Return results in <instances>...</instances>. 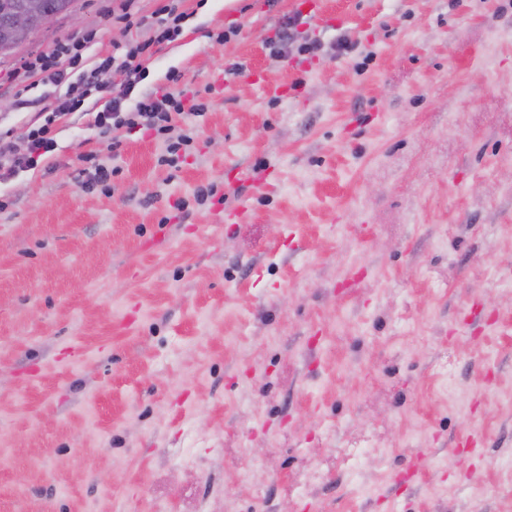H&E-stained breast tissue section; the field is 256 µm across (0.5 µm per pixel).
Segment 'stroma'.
I'll list each match as a JSON object with an SVG mask.
<instances>
[{"label": "stroma", "instance_id": "1", "mask_svg": "<svg viewBox=\"0 0 512 512\" xmlns=\"http://www.w3.org/2000/svg\"><path fill=\"white\" fill-rule=\"evenodd\" d=\"M160 4L79 0L0 65V128L60 93L27 62ZM182 8L144 84L203 113L60 120L0 184V512H512V0Z\"/></svg>", "mask_w": 512, "mask_h": 512}]
</instances>
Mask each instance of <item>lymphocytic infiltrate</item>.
I'll use <instances>...</instances> for the list:
<instances>
[{"instance_id": "obj_1", "label": "lymphocytic infiltrate", "mask_w": 512, "mask_h": 512, "mask_svg": "<svg viewBox=\"0 0 512 512\" xmlns=\"http://www.w3.org/2000/svg\"><path fill=\"white\" fill-rule=\"evenodd\" d=\"M180 0H168L156 12L149 42L125 47L123 52L104 58L96 66H82L84 42L59 46L52 53L28 62V72L40 75L43 84L63 87L51 112L41 123L31 124L22 138L0 131V180L33 170L57 148L56 123L75 114L90 117L101 133L120 129L137 130L157 136L167 134L174 116L197 114L199 104H187L182 94L143 88L146 76L143 59L150 44L175 41L183 31L187 12L179 8ZM77 77H70V70ZM120 75L111 84V75Z\"/></svg>"}]
</instances>
